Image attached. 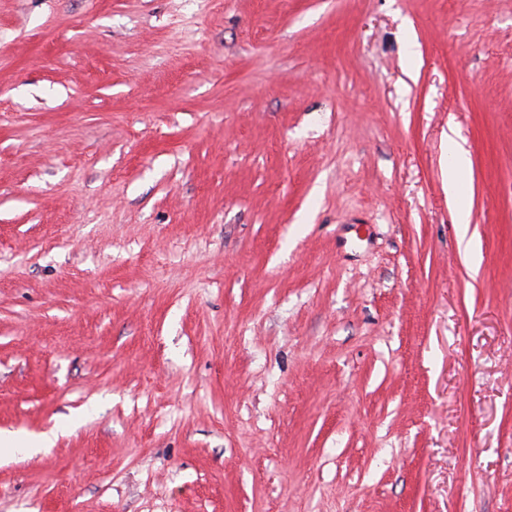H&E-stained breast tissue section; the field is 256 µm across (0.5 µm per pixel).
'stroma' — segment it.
<instances>
[{
    "label": "stroma",
    "instance_id": "obj_1",
    "mask_svg": "<svg viewBox=\"0 0 512 512\" xmlns=\"http://www.w3.org/2000/svg\"><path fill=\"white\" fill-rule=\"evenodd\" d=\"M1 431L0 512H512V0H0ZM448 149L455 154L454 162L448 167V196L455 197L469 170L467 152L463 146L448 134ZM52 441L49 436L35 439H24L12 433H4L0 437V450L14 451L16 448L27 447L30 451H39L42 448L50 447Z\"/></svg>",
    "mask_w": 512,
    "mask_h": 512
}]
</instances>
